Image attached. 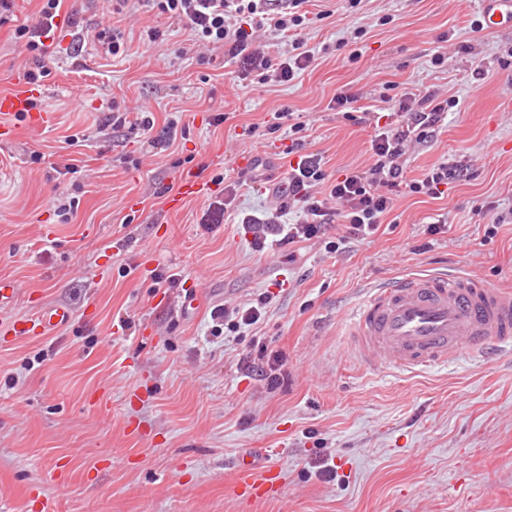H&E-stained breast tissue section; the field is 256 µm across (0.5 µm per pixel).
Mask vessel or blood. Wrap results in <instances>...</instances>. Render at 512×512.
<instances>
[{"instance_id":"1","label":"vessel or blood","mask_w":512,"mask_h":512,"mask_svg":"<svg viewBox=\"0 0 512 512\" xmlns=\"http://www.w3.org/2000/svg\"><path fill=\"white\" fill-rule=\"evenodd\" d=\"M483 30L512 28V0H478ZM63 308L15 324V335L68 323ZM351 349L370 369L414 373L459 359H484L512 349V291L448 273H422L371 289L351 317ZM280 470L256 473L253 459L238 460V486L260 497L275 492Z\"/></svg>"}]
</instances>
